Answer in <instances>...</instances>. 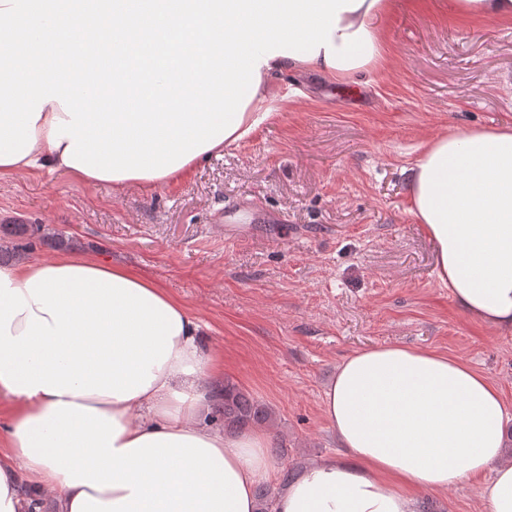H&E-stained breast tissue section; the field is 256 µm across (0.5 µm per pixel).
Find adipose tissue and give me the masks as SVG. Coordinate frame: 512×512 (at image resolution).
<instances>
[{"label": "adipose tissue", "mask_w": 512, "mask_h": 512, "mask_svg": "<svg viewBox=\"0 0 512 512\" xmlns=\"http://www.w3.org/2000/svg\"><path fill=\"white\" fill-rule=\"evenodd\" d=\"M389 0H0V176L175 183L272 114L286 68H376ZM437 274L512 332V125L427 142L407 170ZM220 361L156 282L94 258L0 266V512H256L267 436L205 422ZM344 453L274 512H416L475 481L512 512V405L464 360L400 345L343 359L321 398Z\"/></svg>", "instance_id": "adipose-tissue-1"}]
</instances>
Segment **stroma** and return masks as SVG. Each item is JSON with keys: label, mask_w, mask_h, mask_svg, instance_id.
I'll return each instance as SVG.
<instances>
[{"label": "stroma", "mask_w": 512, "mask_h": 512, "mask_svg": "<svg viewBox=\"0 0 512 512\" xmlns=\"http://www.w3.org/2000/svg\"><path fill=\"white\" fill-rule=\"evenodd\" d=\"M384 59L348 81L286 69L275 112L172 184L0 179V225L27 218L62 248L141 273L181 301L223 380L273 411L282 469L338 455L322 391L347 356L400 344L469 362L512 404V334L471 320L438 280L409 214L405 168L432 137L512 124V20L392 0ZM432 512H488L461 482L421 492Z\"/></svg>", "instance_id": "1"}]
</instances>
